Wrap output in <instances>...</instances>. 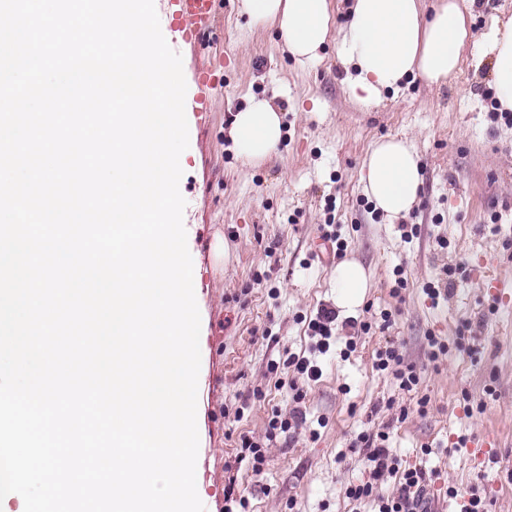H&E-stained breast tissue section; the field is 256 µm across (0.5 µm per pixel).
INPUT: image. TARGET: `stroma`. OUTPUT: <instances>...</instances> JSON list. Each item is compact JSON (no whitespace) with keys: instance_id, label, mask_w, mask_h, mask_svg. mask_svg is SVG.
<instances>
[{"instance_id":"1","label":"stroma","mask_w":512,"mask_h":512,"mask_svg":"<svg viewBox=\"0 0 512 512\" xmlns=\"http://www.w3.org/2000/svg\"><path fill=\"white\" fill-rule=\"evenodd\" d=\"M458 2L475 40L457 76L440 86L407 80L372 106L349 98L334 43L316 61L297 64L278 30L252 22L240 0H219L216 26L198 42H184L174 22L162 28L182 56L188 93L197 91L198 71L215 74L209 112L187 118L179 183L201 316L197 491L206 512H224L230 486L248 497L249 512H373V503L355 507L344 496L347 483L367 474L350 447L364 430L388 432L389 447L426 470L435 512H459L474 486L491 512H512V306L481 286L487 255L512 280V125L489 118L496 95L480 44L491 16L512 17V0ZM254 97L284 116L278 152L260 165L239 156L228 137ZM394 136L413 143L423 176L401 224L387 223L360 184L371 147ZM330 198L348 242L345 258L368 278L360 304L339 317L372 328L358 336L337 329L321 378L304 384L305 424L278 434L257 475L236 458L240 438L264 441L274 412L296 406L288 359L306 347V317L336 303L337 260L314 257ZM406 224L419 227L408 241ZM441 238L448 248L438 246ZM448 266L458 270L453 288L431 298L426 285L438 284ZM400 275L407 286L396 297ZM464 322L471 339L460 343ZM431 335L449 344L436 364L427 355ZM389 344L415 365L417 390L402 391L374 370L376 351ZM466 393L485 410H466ZM424 394L431 402L422 414ZM390 399L407 408L405 420L387 409ZM489 433L498 443L477 457L472 444Z\"/></svg>"}]
</instances>
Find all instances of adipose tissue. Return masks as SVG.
<instances>
[{"instance_id":"1","label":"adipose tissue","mask_w":512,"mask_h":512,"mask_svg":"<svg viewBox=\"0 0 512 512\" xmlns=\"http://www.w3.org/2000/svg\"><path fill=\"white\" fill-rule=\"evenodd\" d=\"M253 20L274 23L284 49L297 61L316 59L327 42L345 68L346 90L363 105L382 102L408 78L447 82L458 71L471 36L458 0H439L423 15L420 0H352L348 20L334 28L329 0H242ZM491 63L492 83L501 110L512 112V18H492L482 39ZM238 154L260 163L278 150L283 117L269 101L252 99L237 112L229 130ZM363 191L388 222L410 212L422 184L419 156L403 139L378 141L363 164Z\"/></svg>"}]
</instances>
